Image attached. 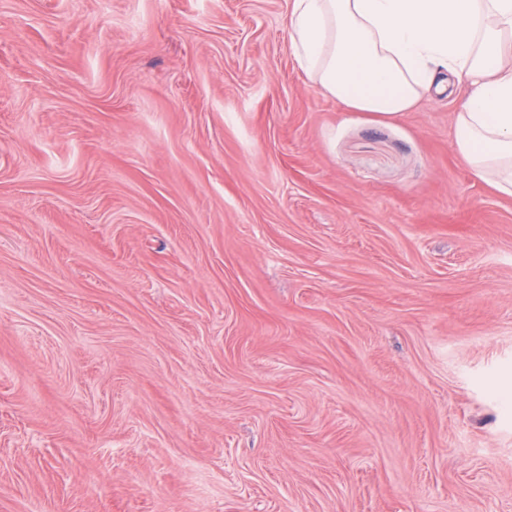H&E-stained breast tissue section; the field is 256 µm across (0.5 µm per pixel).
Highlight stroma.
<instances>
[{"mask_svg": "<svg viewBox=\"0 0 512 512\" xmlns=\"http://www.w3.org/2000/svg\"><path fill=\"white\" fill-rule=\"evenodd\" d=\"M291 0H0V512H512V198Z\"/></svg>", "mask_w": 512, "mask_h": 512, "instance_id": "1", "label": "stroma"}]
</instances>
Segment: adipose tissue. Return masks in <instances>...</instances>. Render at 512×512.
Returning a JSON list of instances; mask_svg holds the SVG:
<instances>
[{"instance_id": "ef3b65f1", "label": "adipose tissue", "mask_w": 512, "mask_h": 512, "mask_svg": "<svg viewBox=\"0 0 512 512\" xmlns=\"http://www.w3.org/2000/svg\"><path fill=\"white\" fill-rule=\"evenodd\" d=\"M289 30L300 68L354 111L461 95L452 149L512 197V0H292Z\"/></svg>"}]
</instances>
